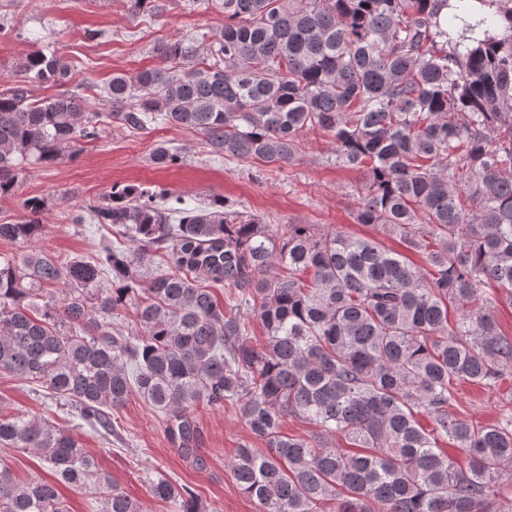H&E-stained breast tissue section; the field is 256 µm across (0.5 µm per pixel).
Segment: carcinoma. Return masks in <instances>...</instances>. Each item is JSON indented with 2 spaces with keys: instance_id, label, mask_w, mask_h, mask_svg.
Masks as SVG:
<instances>
[{
  "instance_id": "obj_1",
  "label": "carcinoma",
  "mask_w": 512,
  "mask_h": 512,
  "mask_svg": "<svg viewBox=\"0 0 512 512\" xmlns=\"http://www.w3.org/2000/svg\"><path fill=\"white\" fill-rule=\"evenodd\" d=\"M188 3L223 12L224 27L159 41L154 67L112 75L105 115L66 89L62 56L37 49L18 61L0 90V198L27 166L75 155L112 122L192 129L216 155L280 169L312 132L337 166L362 174L355 222L425 268L375 236L268 224L224 198L190 207L135 184L112 186L73 220L122 239L92 260H62L34 247L46 201L30 198L23 219L0 223V240L23 249L0 257V371L69 401L104 434L136 392L198 463L194 409L239 406L265 450L240 446L229 470L259 512H324L330 501L335 512H512L500 482L512 475V394L492 423L455 413L457 385L494 388L512 371V337L486 296L494 285L512 304V0ZM48 83L63 91L31 98ZM154 160L183 156L160 145ZM160 251L175 271L151 275ZM221 287L234 290L227 309ZM127 307L138 334L113 322ZM288 416L317 431L283 434ZM4 448L34 451L55 481L0 466V512H68L61 485L93 487L97 512H139L48 421L0 414ZM148 485L176 512H202L193 489Z\"/></svg>"
}]
</instances>
